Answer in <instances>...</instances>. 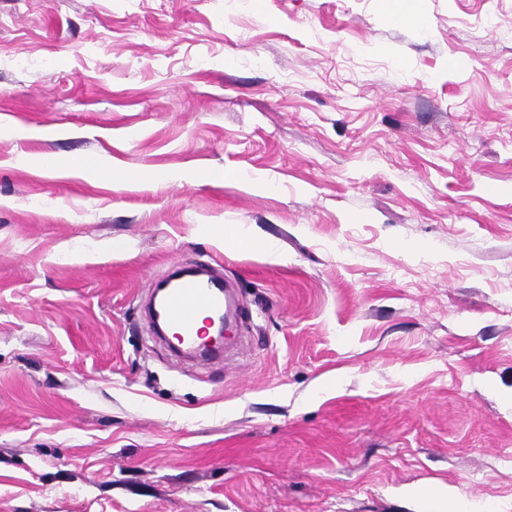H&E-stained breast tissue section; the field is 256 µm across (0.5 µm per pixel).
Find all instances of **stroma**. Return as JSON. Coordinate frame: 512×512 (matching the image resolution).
I'll return each mask as SVG.
<instances>
[{"instance_id":"stroma-1","label":"stroma","mask_w":512,"mask_h":512,"mask_svg":"<svg viewBox=\"0 0 512 512\" xmlns=\"http://www.w3.org/2000/svg\"><path fill=\"white\" fill-rule=\"evenodd\" d=\"M399 7L0 0V512H512V0ZM197 261H185L175 270L157 278L151 288L156 297L150 316L153 324L161 325L178 340L186 351L200 348L206 336L202 334L204 314L197 321V313L207 311V320L226 316L228 304L224 277L214 275Z\"/></svg>"}]
</instances>
